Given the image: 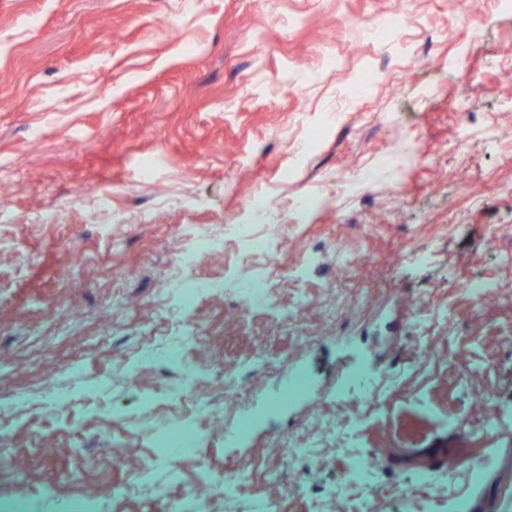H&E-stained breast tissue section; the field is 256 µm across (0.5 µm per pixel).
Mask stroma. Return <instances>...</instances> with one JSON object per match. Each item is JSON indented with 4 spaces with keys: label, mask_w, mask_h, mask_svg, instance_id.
Listing matches in <instances>:
<instances>
[{
    "label": "stroma",
    "mask_w": 512,
    "mask_h": 512,
    "mask_svg": "<svg viewBox=\"0 0 512 512\" xmlns=\"http://www.w3.org/2000/svg\"><path fill=\"white\" fill-rule=\"evenodd\" d=\"M408 7L362 44L360 18ZM506 182L496 0H0V512H86L93 485L123 488L112 512H169L231 465L256 466L242 494L275 512H357L351 440L375 460L373 512L461 494L512 512ZM333 191L337 207L297 211ZM259 194L258 235L302 246L267 270L283 319L237 316L252 245L225 227ZM468 278L500 299L476 309ZM59 365L56 403L42 379ZM292 439L307 450L287 464Z\"/></svg>",
    "instance_id": "stroma-1"
}]
</instances>
